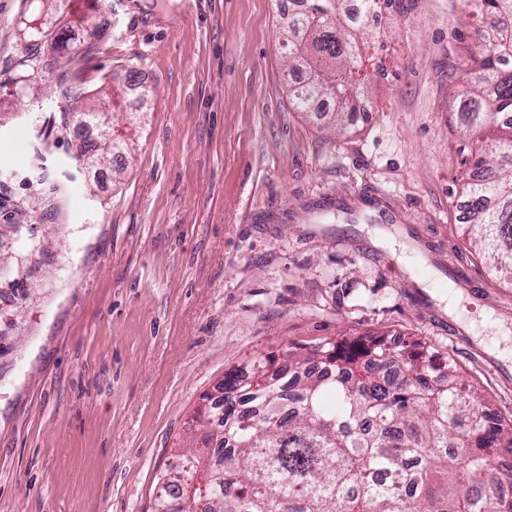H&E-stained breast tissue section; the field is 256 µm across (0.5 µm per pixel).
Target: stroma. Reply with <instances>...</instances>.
<instances>
[{"instance_id": "stroma-1", "label": "stroma", "mask_w": 512, "mask_h": 512, "mask_svg": "<svg viewBox=\"0 0 512 512\" xmlns=\"http://www.w3.org/2000/svg\"><path fill=\"white\" fill-rule=\"evenodd\" d=\"M293 11L0 0V512H154L205 397L293 342L426 343L512 418V283L465 234L481 144L453 106L487 21L385 9L368 117L338 132L291 102ZM116 92L133 142L70 168L59 113Z\"/></svg>"}]
</instances>
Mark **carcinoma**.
Listing matches in <instances>:
<instances>
[{"instance_id":"carcinoma-1","label":"carcinoma","mask_w":512,"mask_h":512,"mask_svg":"<svg viewBox=\"0 0 512 512\" xmlns=\"http://www.w3.org/2000/svg\"><path fill=\"white\" fill-rule=\"evenodd\" d=\"M496 20L470 50L474 64L456 100L481 132L474 166L512 167V0H472ZM379 0H361L358 24L345 21V0H300L288 26L291 60L307 82L292 89L297 109L330 98L337 121L355 123L363 84L366 29ZM468 234L491 270L512 280V174L467 185ZM394 364L399 375L380 377ZM211 400L206 432L188 446L184 466L158 478L155 512H191L188 486L208 476L195 497L206 512H512V420L497 417L463 383L451 357L436 361L421 342L394 348L381 340H323L297 345L282 363L254 359L224 377Z\"/></svg>"}]
</instances>
